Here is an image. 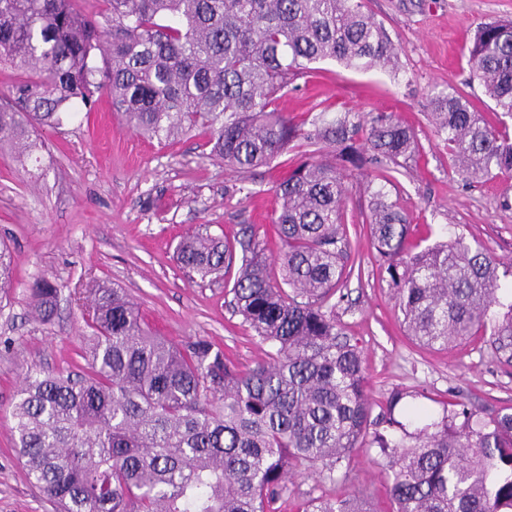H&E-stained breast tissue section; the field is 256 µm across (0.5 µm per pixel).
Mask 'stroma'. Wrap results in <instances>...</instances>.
Instances as JSON below:
<instances>
[{"label": "stroma", "instance_id": "35a3bbf8", "mask_svg": "<svg viewBox=\"0 0 512 512\" xmlns=\"http://www.w3.org/2000/svg\"><path fill=\"white\" fill-rule=\"evenodd\" d=\"M400 52V72L357 71L332 62L298 79L277 108L294 120L307 114L391 112L411 126L420 154L396 175L389 194L412 220L409 242L434 244L442 234L479 242L500 262H512V174L474 182L458 174L429 115L431 94L462 92L491 125L503 116L470 79L469 49L477 26L512 20V0H364ZM38 161H19L0 148V241L13 256V281L0 294V512H55L27 479L14 448L12 406L31 369L78 373L89 335L82 293L96 280L124 289L148 329L173 341L203 337L235 363L251 366L267 347L232 314L230 265L215 282L189 280L176 247L202 231L240 238L251 227L269 253L281 248L273 219L277 183L305 160L296 145L286 160L250 173L210 158L202 138L170 145L128 127L101 92L91 110L57 128L41 127ZM365 174L349 172L344 222L349 274L336 318L362 350L374 414L393 391L413 396L433 415L467 406L478 417L512 412V366L489 337L474 336L447 351L412 341L363 222ZM45 279L58 289L57 312L41 322L29 313V289ZM388 469L360 445L334 478H292L280 512H297L318 496L366 498L389 512Z\"/></svg>", "mask_w": 512, "mask_h": 512}]
</instances>
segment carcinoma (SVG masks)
I'll list each match as a JSON object with an SVG mask.
<instances>
[{
	"label": "carcinoma",
	"mask_w": 512,
	"mask_h": 512,
	"mask_svg": "<svg viewBox=\"0 0 512 512\" xmlns=\"http://www.w3.org/2000/svg\"><path fill=\"white\" fill-rule=\"evenodd\" d=\"M0 0V61L15 69L23 106H0V140L27 160L40 125L60 126L107 90L123 121L158 143L202 136L209 156L242 172L268 166L303 141L324 145L276 191L282 251L267 257L244 234L229 305L271 351L241 368L206 338L153 336L120 288H89L88 374L27 372L12 417L14 447L30 482L61 512H276L292 475L336 469L371 426L387 461L391 512H512V413L473 420L462 408L410 432L394 417L395 391L371 420L357 343L332 298L345 279V172L383 165L369 181L366 224L409 335L447 349L490 332L512 360V302L501 300L512 264L462 237L408 252L411 224L385 185L414 157L413 130L386 112L324 113L300 124L275 108L313 64L392 66L397 48L364 0ZM102 58L103 66L93 65ZM471 80L512 118V22L480 25ZM437 132L472 180L512 173V135L451 91L430 100ZM232 251L197 232L177 247L191 278L216 281ZM278 265L280 275H271ZM13 258L0 246V290ZM58 288L33 284L29 306L52 318ZM504 312L489 319L492 307ZM386 425L383 432L378 427ZM299 512H370L362 497L313 498Z\"/></svg>",
	"instance_id": "obj_1"
}]
</instances>
